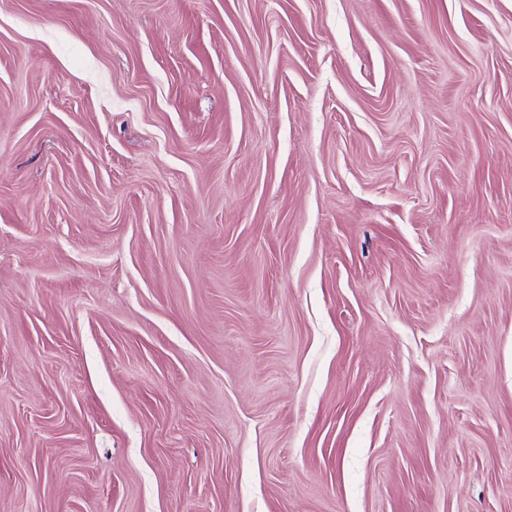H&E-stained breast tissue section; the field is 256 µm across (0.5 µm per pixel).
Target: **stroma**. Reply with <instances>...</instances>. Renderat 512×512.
I'll return each instance as SVG.
<instances>
[{"mask_svg":"<svg viewBox=\"0 0 512 512\" xmlns=\"http://www.w3.org/2000/svg\"><path fill=\"white\" fill-rule=\"evenodd\" d=\"M0 512H512V0H0Z\"/></svg>","mask_w":512,"mask_h":512,"instance_id":"35a3bbf8","label":"stroma"}]
</instances>
